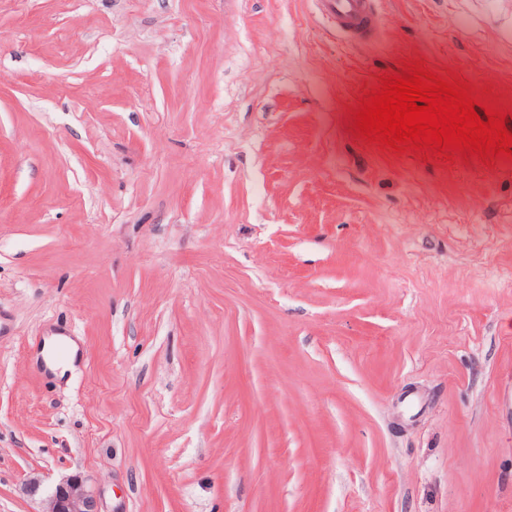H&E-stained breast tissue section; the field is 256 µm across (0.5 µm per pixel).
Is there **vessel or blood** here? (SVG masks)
Wrapping results in <instances>:
<instances>
[{
  "label": "vessel or blood",
  "mask_w": 512,
  "mask_h": 512,
  "mask_svg": "<svg viewBox=\"0 0 512 512\" xmlns=\"http://www.w3.org/2000/svg\"><path fill=\"white\" fill-rule=\"evenodd\" d=\"M320 13L350 42L376 40L378 14L373 0H316Z\"/></svg>",
  "instance_id": "vessel-or-blood-1"
}]
</instances>
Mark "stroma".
I'll return each mask as SVG.
<instances>
[{"label":"stroma","mask_w":512,"mask_h":512,"mask_svg":"<svg viewBox=\"0 0 512 512\" xmlns=\"http://www.w3.org/2000/svg\"><path fill=\"white\" fill-rule=\"evenodd\" d=\"M375 3L0 0V512H512V159L351 116L418 61L512 131V0ZM316 4L343 39L349 42L377 39L380 27L372 0H317ZM49 343L50 344L46 348L44 345L42 350L39 353L35 354L34 362L39 363V354L41 353L43 355L44 361L47 364L46 367L53 375V378L56 380H63L66 376V373L72 369L74 362L78 358L79 345L74 339H72L69 336H63V334H56L54 336H51L49 339ZM56 344L64 346L67 350V356L64 358L62 362L54 361L50 357V347ZM41 512H100L97 497L87 480L75 475L59 483L47 496Z\"/></svg>","instance_id":"obj_1"}]
</instances>
